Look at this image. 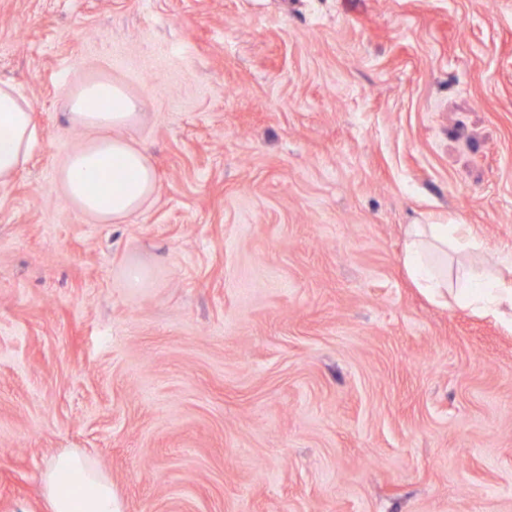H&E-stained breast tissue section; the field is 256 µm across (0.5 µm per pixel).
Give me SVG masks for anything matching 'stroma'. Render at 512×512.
<instances>
[{"label":"stroma","instance_id":"obj_1","mask_svg":"<svg viewBox=\"0 0 512 512\" xmlns=\"http://www.w3.org/2000/svg\"><path fill=\"white\" fill-rule=\"evenodd\" d=\"M105 76L157 188L66 204ZM32 102L0 183V512L95 459L117 512H512V326L432 301L411 224H465L448 282L512 261V0H0Z\"/></svg>","mask_w":512,"mask_h":512}]
</instances>
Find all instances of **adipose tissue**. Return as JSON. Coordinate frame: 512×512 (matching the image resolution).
I'll use <instances>...</instances> for the list:
<instances>
[{
  "label": "adipose tissue",
  "instance_id": "ef3b65f1",
  "mask_svg": "<svg viewBox=\"0 0 512 512\" xmlns=\"http://www.w3.org/2000/svg\"><path fill=\"white\" fill-rule=\"evenodd\" d=\"M71 126L86 140L73 150L58 178L63 197L82 213L104 224L138 212L156 190V171L146 152L124 135L141 118L136 100L104 76L90 78L66 94ZM37 129L32 104L9 83H0V183L27 165ZM462 224H411L405 232L404 259L421 285L439 296L448 289V253L471 248ZM457 300L482 313L512 320V282L468 288ZM82 480L72 485L71 473ZM49 512H115L112 482L97 463L76 453L51 459L43 473Z\"/></svg>",
  "mask_w": 512,
  "mask_h": 512
}]
</instances>
